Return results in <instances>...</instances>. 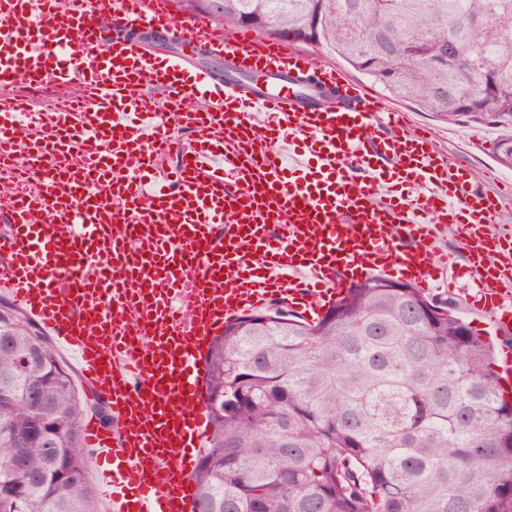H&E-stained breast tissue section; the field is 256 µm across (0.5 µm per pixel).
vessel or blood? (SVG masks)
<instances>
[{"instance_id": "1", "label": "vessel or blood", "mask_w": 512, "mask_h": 512, "mask_svg": "<svg viewBox=\"0 0 512 512\" xmlns=\"http://www.w3.org/2000/svg\"><path fill=\"white\" fill-rule=\"evenodd\" d=\"M139 22L215 44L264 89L217 86L186 55L106 36ZM308 70L336 103L303 99L290 77ZM0 85V290L106 403L111 424L92 413L82 428L111 512H192L201 353L229 318L279 302L313 320L381 272L426 290L467 280L473 307L512 330L498 196L405 113L282 40L174 20L167 0H0ZM47 86L51 108L32 109ZM179 128L193 137L168 169ZM450 230L464 263L441 247Z\"/></svg>"}]
</instances>
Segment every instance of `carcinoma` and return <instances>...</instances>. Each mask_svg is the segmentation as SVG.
Listing matches in <instances>:
<instances>
[{
	"label": "carcinoma",
	"instance_id": "carcinoma-1",
	"mask_svg": "<svg viewBox=\"0 0 512 512\" xmlns=\"http://www.w3.org/2000/svg\"><path fill=\"white\" fill-rule=\"evenodd\" d=\"M213 22L323 44L391 98L512 131V0H223ZM512 169V134L495 146ZM205 362L194 512H512V388L493 343L409 282L353 283L307 322L224 323ZM88 401L0 299V512H98Z\"/></svg>",
	"mask_w": 512,
	"mask_h": 512
}]
</instances>
